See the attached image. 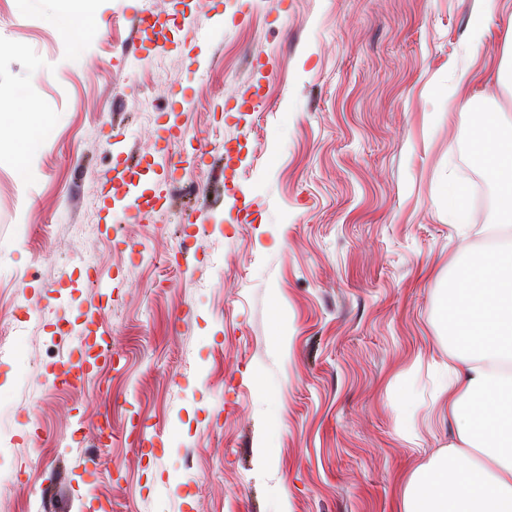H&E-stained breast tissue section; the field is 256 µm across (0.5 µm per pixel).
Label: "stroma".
Wrapping results in <instances>:
<instances>
[{"mask_svg": "<svg viewBox=\"0 0 512 512\" xmlns=\"http://www.w3.org/2000/svg\"><path fill=\"white\" fill-rule=\"evenodd\" d=\"M500 2L92 0L75 29L0 0V512L48 471L57 512H396L451 440L442 312L499 220L472 140L512 65L469 18ZM130 179L163 208L131 220ZM75 350L77 351V357L78 359L76 361H72L74 358H76V355L74 352H70L68 355V368L61 372L56 379L57 386H59L62 389L82 385L87 381L88 374L85 373L82 369V364L80 362V350L75 347Z\"/></svg>", "mask_w": 512, "mask_h": 512, "instance_id": "1", "label": "stroma"}]
</instances>
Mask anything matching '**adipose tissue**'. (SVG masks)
Instances as JSON below:
<instances>
[{
	"mask_svg": "<svg viewBox=\"0 0 512 512\" xmlns=\"http://www.w3.org/2000/svg\"><path fill=\"white\" fill-rule=\"evenodd\" d=\"M476 139L512 220V115L483 113ZM449 308L440 395L459 443L400 476L397 512H512V235L467 264Z\"/></svg>",
	"mask_w": 512,
	"mask_h": 512,
	"instance_id": "obj_1",
	"label": "adipose tissue"
}]
</instances>
